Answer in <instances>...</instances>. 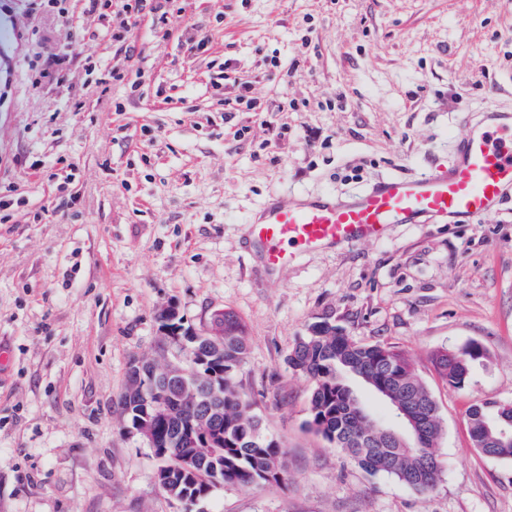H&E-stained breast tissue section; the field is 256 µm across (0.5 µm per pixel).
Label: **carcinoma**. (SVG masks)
I'll list each match as a JSON object with an SVG mask.
<instances>
[{"label":"carcinoma","instance_id":"carcinoma-1","mask_svg":"<svg viewBox=\"0 0 512 512\" xmlns=\"http://www.w3.org/2000/svg\"><path fill=\"white\" fill-rule=\"evenodd\" d=\"M224 370L211 366L201 371L208 380L224 379V390L215 398L206 397L193 411L175 401L164 408V422L159 424L151 447L156 453L169 447L179 435L187 437L185 451L160 460L165 482L162 488L170 496H198L203 502L213 494L215 482L259 487L279 484L286 477V452L273 437L264 432L254 412L251 399L239 387L236 375L248 356L245 327L231 311L224 312ZM295 372L309 378V425L329 443L342 449L356 464L370 473H386L410 488L425 492L433 488L437 476V444L443 434V422L433 395L416 375L406 355L393 347L360 344L330 322H319L300 337L287 357ZM437 372L454 385L465 381L462 375L448 372V351L434 357ZM186 371L184 381L168 390L197 387V376L190 359L180 362ZM364 384L388 406L398 401L424 415L419 442L378 446L380 437L367 418L383 424L384 416L375 414L353 391L348 379ZM135 381L125 377L118 397L123 428L136 427L139 420L153 415L134 390ZM512 415V403L476 402L467 410L469 434L473 444L481 442L484 423L499 413ZM206 420L224 428V446L202 459L194 454L189 440V424Z\"/></svg>","mask_w":512,"mask_h":512}]
</instances>
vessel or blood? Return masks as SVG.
I'll list each match as a JSON object with an SVG mask.
<instances>
[{
	"label": "vessel or blood",
	"mask_w": 512,
	"mask_h": 512,
	"mask_svg": "<svg viewBox=\"0 0 512 512\" xmlns=\"http://www.w3.org/2000/svg\"><path fill=\"white\" fill-rule=\"evenodd\" d=\"M512 192V113L487 109L468 123L449 163L389 176L339 200L276 194L249 221V247L268 276L300 256L387 239L396 224H468L499 213Z\"/></svg>",
	"instance_id": "b4317fda"
}]
</instances>
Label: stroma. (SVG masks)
Wrapping results in <instances>:
<instances>
[{"instance_id": "35a3bbf8", "label": "stroma", "mask_w": 512, "mask_h": 512, "mask_svg": "<svg viewBox=\"0 0 512 512\" xmlns=\"http://www.w3.org/2000/svg\"><path fill=\"white\" fill-rule=\"evenodd\" d=\"M183 7L164 41L141 18L132 58L98 41L126 80L78 104L32 68L66 26L27 0L13 6L19 36L0 42V196L24 204L0 223V512H182L117 406L131 359L160 356L157 314L171 303L197 328L217 310L242 319L238 384L288 452L284 483L224 485L208 512H512V460L481 454L466 423L474 402L512 403V195L474 223L398 224L273 279L246 237L269 195L341 198L428 171L477 110L512 111V0ZM204 29L209 51L190 53ZM227 59L269 107L235 113L242 137L211 86ZM114 100L125 112L110 111ZM69 165L77 202L61 213L46 180ZM320 321L411 359L444 425L432 490L365 471L309 427L311 383L287 356ZM473 340L484 357L463 385L448 383L434 353Z\"/></svg>"}]
</instances>
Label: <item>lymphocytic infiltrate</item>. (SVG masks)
Returning <instances> with one entry per match:
<instances>
[{
    "mask_svg": "<svg viewBox=\"0 0 512 512\" xmlns=\"http://www.w3.org/2000/svg\"><path fill=\"white\" fill-rule=\"evenodd\" d=\"M34 9L56 12L63 24L69 25L70 34L66 44L54 51L46 52L39 59L41 76L51 78L59 86L71 83L73 67L84 69L86 76H99L118 82L125 80V72L119 67H107L94 51L98 40L106 39L113 45L126 47L131 33L144 16H152L156 22L158 38L171 34L174 24L183 18L184 9L180 0H83V13L95 21L94 27L72 25L69 10L63 0H31ZM220 80L233 86L236 93L224 100V118L232 120L237 112H263L266 104L252 94V83L231 65L221 69ZM126 81V80H125Z\"/></svg>",
    "mask_w": 512,
    "mask_h": 512,
    "instance_id": "1",
    "label": "lymphocytic infiltrate"
}]
</instances>
